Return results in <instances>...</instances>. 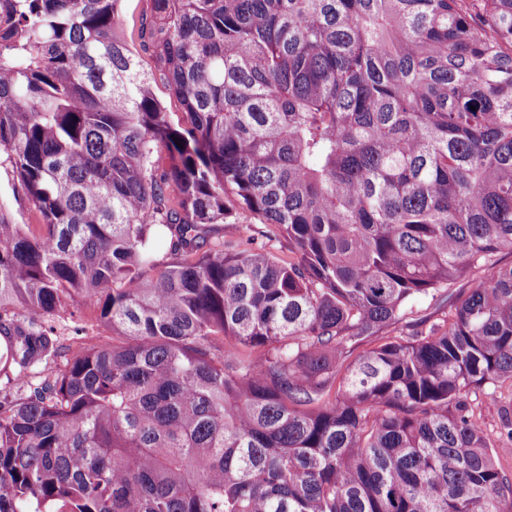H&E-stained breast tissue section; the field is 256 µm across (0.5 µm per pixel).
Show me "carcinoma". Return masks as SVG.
<instances>
[{
  "mask_svg": "<svg viewBox=\"0 0 512 512\" xmlns=\"http://www.w3.org/2000/svg\"><path fill=\"white\" fill-rule=\"evenodd\" d=\"M120 2L0 0V512H512V0H153L176 125ZM13 175L5 166H0V203L8 206L17 224H38L30 203L13 192ZM256 227L261 228V230L267 232V234L271 237L272 241H268L265 237H259V241H263L266 243V249L273 253L275 256L288 259V255H292L288 249V240L279 235L278 229L271 224H256ZM54 325L56 326V333L61 336V343L65 347L70 348L69 355L76 348L77 336H81L82 328L86 326V333L88 336H113L109 330L99 327L94 321H85L81 318H72L68 310H61L55 317ZM79 329V332H77ZM474 413L480 417L484 434L491 445L498 446V432L503 416L512 410V385L510 381L486 386L470 394Z\"/></svg>",
  "mask_w": 512,
  "mask_h": 512,
  "instance_id": "obj_1",
  "label": "carcinoma"
}]
</instances>
